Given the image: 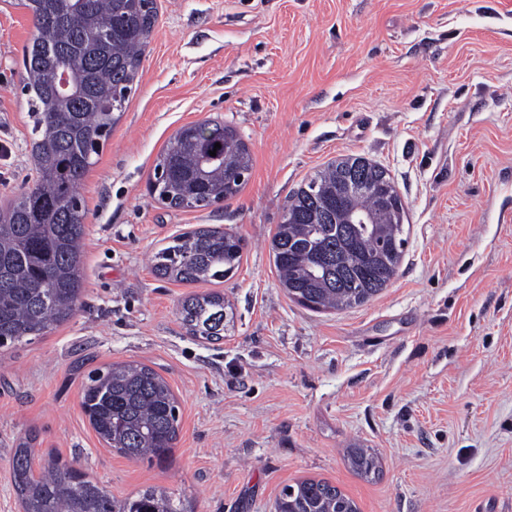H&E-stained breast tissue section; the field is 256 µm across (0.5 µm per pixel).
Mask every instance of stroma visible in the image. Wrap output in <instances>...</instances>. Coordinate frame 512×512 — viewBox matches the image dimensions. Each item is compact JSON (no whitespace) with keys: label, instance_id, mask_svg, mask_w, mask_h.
<instances>
[{"label":"stroma","instance_id":"stroma-1","mask_svg":"<svg viewBox=\"0 0 512 512\" xmlns=\"http://www.w3.org/2000/svg\"><path fill=\"white\" fill-rule=\"evenodd\" d=\"M139 88L80 188L85 292L47 336L0 348V512H20L16 448L57 453L122 500L160 485L194 512H274L285 486L340 487L360 512H512V0H157ZM34 27L0 0V206L30 180L22 56ZM218 119L253 158L206 209L148 193L180 127ZM383 166L405 204L397 276L315 312L269 242L291 192L331 159ZM245 241L217 284L222 340L187 335L157 278L169 236ZM153 368L180 410L162 466L109 448L81 408L91 370ZM379 460L356 474L351 449Z\"/></svg>","mask_w":512,"mask_h":512}]
</instances>
